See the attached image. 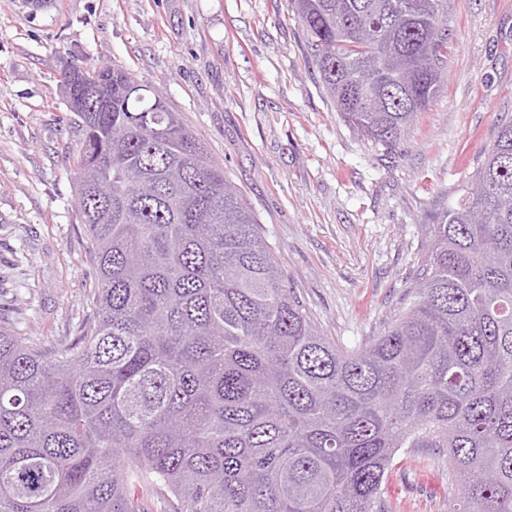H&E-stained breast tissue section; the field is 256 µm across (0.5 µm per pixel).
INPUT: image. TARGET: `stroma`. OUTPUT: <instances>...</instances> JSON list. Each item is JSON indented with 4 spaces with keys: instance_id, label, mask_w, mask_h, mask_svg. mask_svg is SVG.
Listing matches in <instances>:
<instances>
[{
    "instance_id": "35a3bbf8",
    "label": "stroma",
    "mask_w": 512,
    "mask_h": 512,
    "mask_svg": "<svg viewBox=\"0 0 512 512\" xmlns=\"http://www.w3.org/2000/svg\"><path fill=\"white\" fill-rule=\"evenodd\" d=\"M442 92L398 154L324 92L289 0H0V330L47 354L88 321L96 269L76 218L67 64L161 90L224 167L322 336L352 348L407 305L433 226L512 122V0H448ZM406 450L391 512H450L448 466Z\"/></svg>"
}]
</instances>
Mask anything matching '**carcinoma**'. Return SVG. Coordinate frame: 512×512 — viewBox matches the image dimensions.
<instances>
[{"label":"carcinoma","mask_w":512,"mask_h":512,"mask_svg":"<svg viewBox=\"0 0 512 512\" xmlns=\"http://www.w3.org/2000/svg\"><path fill=\"white\" fill-rule=\"evenodd\" d=\"M343 121L392 152L443 87L448 0H290ZM77 219L93 318L47 359L0 330V512H389L407 448L452 512H512V123L434 225L407 308L322 336L263 230L156 89L80 91Z\"/></svg>","instance_id":"1"}]
</instances>
